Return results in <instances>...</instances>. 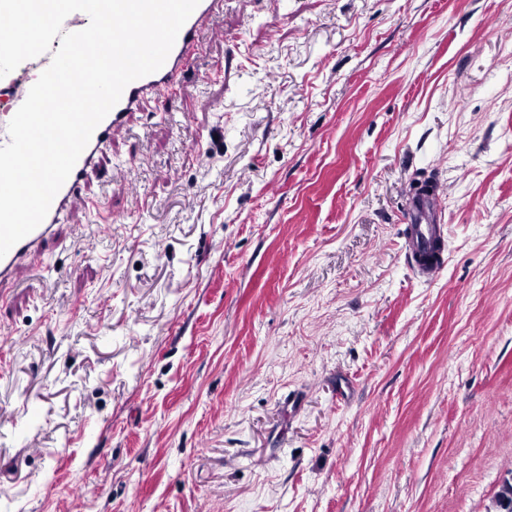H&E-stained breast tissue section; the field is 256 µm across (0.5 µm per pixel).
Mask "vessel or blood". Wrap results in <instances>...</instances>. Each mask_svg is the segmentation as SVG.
<instances>
[{"mask_svg": "<svg viewBox=\"0 0 512 512\" xmlns=\"http://www.w3.org/2000/svg\"><path fill=\"white\" fill-rule=\"evenodd\" d=\"M222 4L223 0H199L180 30L164 65L158 71L131 82L124 89L118 104L96 127L72 172L53 199L45 219L0 258V291L7 290L16 280L21 266L55 237L60 215L76 201L81 185L93 172L100 153L111 142L113 134L125 128L133 113L142 109L146 103L178 86L185 63L201 46V26ZM4 88L11 89L12 99L7 111L0 113V145L8 143V124L25 101L31 85L22 80L19 72L14 71L0 79V90ZM435 209L433 202L420 196L411 201L407 213V220L414 227L415 249L426 259L425 264L417 267L416 272L426 280L433 279L439 270L438 263L430 259L437 236L436 226L432 222Z\"/></svg>", "mask_w": 512, "mask_h": 512, "instance_id": "vessel-or-blood-1", "label": "vessel or blood"}]
</instances>
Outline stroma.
I'll return each instance as SVG.
<instances>
[{
	"instance_id": "obj_1",
	"label": "stroma",
	"mask_w": 512,
	"mask_h": 512,
	"mask_svg": "<svg viewBox=\"0 0 512 512\" xmlns=\"http://www.w3.org/2000/svg\"><path fill=\"white\" fill-rule=\"evenodd\" d=\"M203 45L0 298V512H491L512 0H224ZM436 206L428 201V196H420L410 200V208L407 220L414 226V246L422 257H429L433 251L434 241L437 236L438 224H432L433 213ZM441 231V229H440Z\"/></svg>"
}]
</instances>
